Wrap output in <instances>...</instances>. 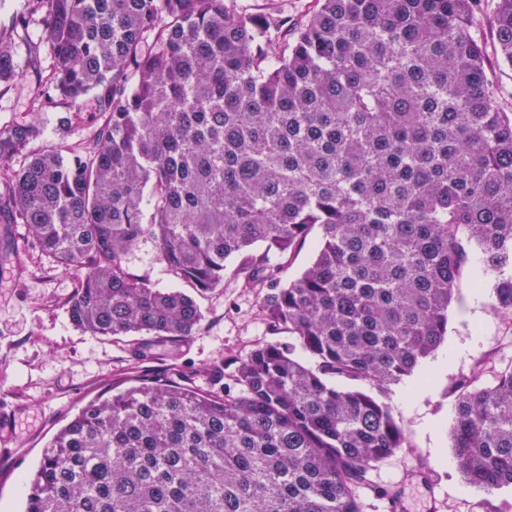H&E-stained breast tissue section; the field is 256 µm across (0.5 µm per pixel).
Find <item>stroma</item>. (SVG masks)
I'll return each mask as SVG.
<instances>
[{"label":"stroma","mask_w":512,"mask_h":512,"mask_svg":"<svg viewBox=\"0 0 512 512\" xmlns=\"http://www.w3.org/2000/svg\"><path fill=\"white\" fill-rule=\"evenodd\" d=\"M497 0H480L475 16L486 51L489 78L504 93L512 92V66L496 54L494 17ZM39 30L30 27L13 43L19 76L0 91V128L37 121L44 135L28 153L48 148L58 137L78 142L92 134L90 124L62 126L66 107L33 111L35 69L49 71L46 49L37 48ZM38 68H31V57ZM152 241L141 242L129 256L130 269L156 288L195 293L155 259ZM229 259L223 287L195 293L203 320L189 340L171 345L136 334L121 339L89 335L70 321L65 304L77 286L75 271L57 266L34 243L25 225L0 224V408L15 414L11 450L0 458V512H22L26 478L37 467L55 433L89 400L136 375L168 377L173 366L193 374V386L205 389L204 370L225 366L260 343H288L287 328H270L259 298L235 275ZM481 288H474V281ZM493 286L476 267H468L448 317L444 342L424 358L412 376L393 385L386 401L400 424L403 447L371 474L378 487L401 491L394 512H484V496L463 490L453 458L450 431L455 417L458 381L482 365L483 382L493 371L512 365V325L490 305Z\"/></svg>","instance_id":"obj_1"}]
</instances>
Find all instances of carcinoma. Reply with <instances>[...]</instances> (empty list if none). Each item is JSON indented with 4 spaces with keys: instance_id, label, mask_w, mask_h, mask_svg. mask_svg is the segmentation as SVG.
<instances>
[{
    "instance_id": "cac0c4a2",
    "label": "carcinoma",
    "mask_w": 512,
    "mask_h": 512,
    "mask_svg": "<svg viewBox=\"0 0 512 512\" xmlns=\"http://www.w3.org/2000/svg\"><path fill=\"white\" fill-rule=\"evenodd\" d=\"M477 2L314 0L293 20L237 0H28L0 28V86L35 21L52 58L38 104L93 106L89 139L18 169L43 130L0 129V223L79 272L71 322L195 335L192 295L129 271L150 239L200 292L240 257L266 322L296 340L213 368L210 390L136 376L89 401L44 449L25 512H363L360 489L403 447L385 394L444 341L471 248L512 320V111ZM496 40L512 66V0ZM315 227L314 258L283 280L271 256ZM482 374L459 381L451 448L488 504L512 487V365ZM497 8L496 0H482L478 2L475 16V27L478 37L485 48L486 68L488 77L496 83L505 93V102L509 105L512 92V66H503L496 54L494 17Z\"/></svg>"
}]
</instances>
